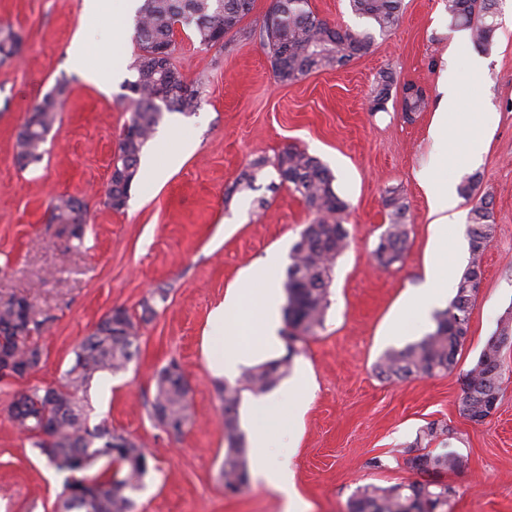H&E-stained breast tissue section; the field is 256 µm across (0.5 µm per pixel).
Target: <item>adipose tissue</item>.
I'll list each match as a JSON object with an SVG mask.
<instances>
[{"label":"adipose tissue","mask_w":512,"mask_h":512,"mask_svg":"<svg viewBox=\"0 0 512 512\" xmlns=\"http://www.w3.org/2000/svg\"><path fill=\"white\" fill-rule=\"evenodd\" d=\"M439 84L441 96L428 127V136L440 145L441 150L431 157L428 165L418 174L431 217V250L425 263L422 285L407 300L408 306L421 317L447 301L452 278L451 272L444 270L438 257L449 227L456 224L457 197L453 184L448 183L442 171L457 157L469 153L475 142L489 136L492 119L491 113H474L467 126L459 129L456 135H449L448 116L455 113L461 101L468 97L470 88L459 79L451 64L446 65ZM279 263V253H270L262 264L248 270L242 284L228 289L223 302L211 311L206 356L208 366L215 375L238 374L242 368L253 364L257 357L258 349L244 346L240 340L237 312L244 294H251L259 300L257 319L263 336L262 348L272 351L278 346L279 290L271 274ZM306 400V391L293 384L276 401L259 400L252 407L253 445L260 450L255 459V472L266 485L283 495L292 512H303L305 508L295 487L294 474L287 462L268 464L263 451L274 445L270 430L278 425L280 413L300 407Z\"/></svg>","instance_id":"1"}]
</instances>
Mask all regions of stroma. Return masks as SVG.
Here are the masks:
<instances>
[{"label": "stroma", "instance_id": "35a3bbf8", "mask_svg": "<svg viewBox=\"0 0 512 512\" xmlns=\"http://www.w3.org/2000/svg\"><path fill=\"white\" fill-rule=\"evenodd\" d=\"M272 2L254 0L238 31L212 47L176 27L172 62L199 89L201 103L191 113L164 112L143 151L166 159L177 136L196 149L163 182L136 179L126 207L114 211L105 206V193L134 110L124 84L135 76L131 64L139 52L135 32L123 43L112 41L119 0H102L93 14L84 0H0V27L22 37L18 56L0 63V301L28 298L44 321L40 368L0 381V512H53L64 477L11 421L9 404L28 386L58 385L80 343L115 307L142 317L139 354L125 370L95 376L90 422L107 421L148 450L136 512H285V499L272 487L252 481L241 494L224 490L223 380L207 365L205 339L210 312L241 272L269 252L289 256L313 218L272 166L291 145L335 175L350 245L336 260L323 327L291 357L283 379L288 385L307 375L308 398L291 419L284 447L271 449V463L289 460L308 512H346L360 485L413 480L402 450L436 421L454 431L452 448L465 460L464 468L444 476L455 491L451 512H512V348L503 352L511 371L494 414L477 425L459 406L460 372L476 362L512 310V0H504L494 43L484 53L485 77L472 75L468 59L476 49L456 41L445 0H403L398 26L375 34L369 53L290 84L275 81L259 40ZM80 31L91 42L92 65L118 67L108 84L95 85L68 68V48ZM449 61L473 94L449 120V132L465 125L478 103L494 122L479 158H457L444 175L456 185L480 175L494 202V236L456 372L384 381L375 372L380 357L434 328L433 319L409 314L405 302L421 284L428 258L431 219L416 175L436 150L427 129ZM386 72L394 78L391 94L384 110L371 111L372 90ZM61 79L68 82L65 103L44 158L20 169L17 134ZM408 83L427 98L426 109L409 119L401 110ZM258 158L268 164L255 189H237ZM389 190L409 205V238L402 260L383 269L374 251L389 222L383 204ZM63 195L88 205L82 239L47 221L48 205ZM160 287L168 291L166 301L143 316L142 301ZM173 360L190 387V418L177 437L150 414L156 375ZM375 456L385 469L368 467Z\"/></svg>", "mask_w": 512, "mask_h": 512}]
</instances>
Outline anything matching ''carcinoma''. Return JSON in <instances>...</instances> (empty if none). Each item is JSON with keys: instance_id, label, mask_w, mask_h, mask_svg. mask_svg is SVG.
Returning <instances> with one entry per match:
<instances>
[{"instance_id": "cac0c4a2", "label": "carcinoma", "mask_w": 512, "mask_h": 512, "mask_svg": "<svg viewBox=\"0 0 512 512\" xmlns=\"http://www.w3.org/2000/svg\"><path fill=\"white\" fill-rule=\"evenodd\" d=\"M501 0H447L449 27L468 30L475 47L493 44ZM254 0H141L136 35L141 53L132 65L136 73L127 86H136L132 96L135 111L124 126L119 159L112 168L106 204L119 211L127 205L139 170L141 152L163 117L161 108L191 112L198 106L199 92L188 84L171 60L156 57L160 49L173 48L175 26L192 28L199 43L212 47L238 28L253 9ZM352 12L366 19L382 34L392 32L402 15V0H349ZM268 50L273 75L280 83L298 81L307 75L338 68L367 54L373 44L370 30L362 32L335 26L319 17L309 0H275L259 31ZM17 40L0 29V62L15 54ZM394 78L385 74L373 89L372 110L384 108ZM67 84L56 83L36 104L18 133L16 162L19 167L39 163L43 144L54 125ZM427 106L424 94L403 97L406 117ZM280 181L288 183L314 214L292 247L286 270V330L288 355L260 364L244 374L246 389L254 394L271 390L287 374L296 343L316 334L323 326L330 303V285L336 259L348 246L343 226L345 202L334 190L331 170L316 156L295 146L285 148L277 159ZM477 176L467 178L460 195L471 203L466 234L469 261L448 307L434 314L435 327L421 339L386 352L377 371L387 380L437 376L455 370L458 355L469 332V320L482 277L483 256L495 231L489 195L476 196ZM384 205L390 222L379 239L375 257L389 267L399 261L408 240L409 206L394 190L386 191ZM86 204L74 197H60L50 206L49 223L62 224L70 236L81 237L87 223ZM34 306L25 299L0 304V362L11 361L14 376L22 378L42 359L34 341L41 322L33 319ZM140 323L121 307L111 309L79 345L74 364L64 381L53 389L54 398L40 386L18 393L9 408L10 419L31 436L33 446L48 464L65 475L64 490L55 512H135L134 495L143 488L149 457L136 439L119 433L106 422L89 425L86 405L90 382L99 373H117L126 368L137 351ZM512 345V326L505 321L485 343L477 361L460 373V407L463 415L482 424L500 399L506 371L502 351ZM243 388H219L224 403V437L227 443L221 477L224 489L238 493L247 485V448L239 424ZM188 384L179 365L172 361L156 376L151 416L167 432L179 434L188 421ZM454 432L432 422L417 433L406 450L405 464H425L431 478L382 487L365 484L356 489L347 512H448L452 487L442 476L464 466L451 450ZM436 442L440 450L418 454L416 449Z\"/></svg>"}]
</instances>
